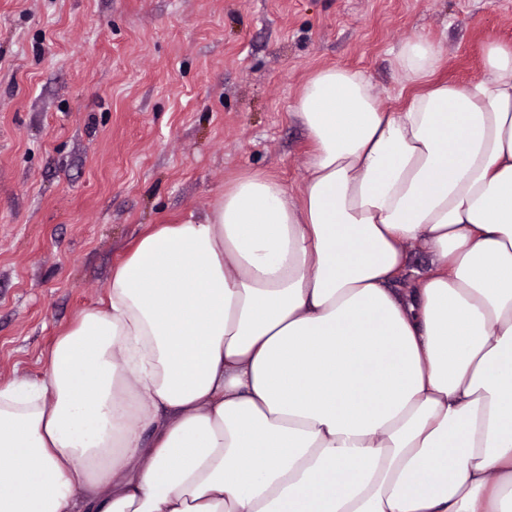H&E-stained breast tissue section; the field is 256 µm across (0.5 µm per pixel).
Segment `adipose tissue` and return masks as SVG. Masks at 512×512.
Wrapping results in <instances>:
<instances>
[{
	"instance_id": "1",
	"label": "adipose tissue",
	"mask_w": 512,
	"mask_h": 512,
	"mask_svg": "<svg viewBox=\"0 0 512 512\" xmlns=\"http://www.w3.org/2000/svg\"><path fill=\"white\" fill-rule=\"evenodd\" d=\"M442 61L402 42L396 107L315 71L299 195L246 173L137 239L0 382V512H512V45Z\"/></svg>"
}]
</instances>
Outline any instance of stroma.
<instances>
[{
  "mask_svg": "<svg viewBox=\"0 0 512 512\" xmlns=\"http://www.w3.org/2000/svg\"><path fill=\"white\" fill-rule=\"evenodd\" d=\"M416 36L475 80L512 0H0V381L43 374L152 225L248 171L298 190L309 77L360 70L392 103Z\"/></svg>",
  "mask_w": 512,
  "mask_h": 512,
  "instance_id": "1",
  "label": "stroma"
}]
</instances>
